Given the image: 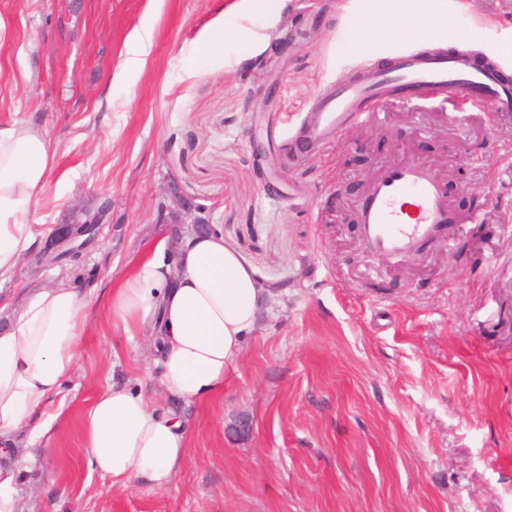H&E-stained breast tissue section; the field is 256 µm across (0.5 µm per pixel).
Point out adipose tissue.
<instances>
[{
	"label": "adipose tissue",
	"mask_w": 512,
	"mask_h": 512,
	"mask_svg": "<svg viewBox=\"0 0 512 512\" xmlns=\"http://www.w3.org/2000/svg\"><path fill=\"white\" fill-rule=\"evenodd\" d=\"M372 17L373 24L347 31L345 49L371 53L378 34H397L410 22L422 36L446 35L444 0H378ZM153 30L149 20L129 36L116 81L144 69ZM55 160L56 148L43 129L0 127V286L52 233L35 213ZM268 293L218 231L162 238L149 261L101 297L68 284L31 289L0 330V447H12L20 434L33 445L52 431L63 413L55 401L75 374L94 323L128 335L149 322L169 405H155L145 393L112 382L79 412L80 452L113 488H127L133 480L167 488L191 457L179 405L223 390Z\"/></svg>",
	"instance_id": "obj_1"
}]
</instances>
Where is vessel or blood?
<instances>
[{
    "label": "vessel or blood",
    "instance_id": "obj_1",
    "mask_svg": "<svg viewBox=\"0 0 512 512\" xmlns=\"http://www.w3.org/2000/svg\"><path fill=\"white\" fill-rule=\"evenodd\" d=\"M401 92L427 98L456 93L500 113H512V82L498 64L479 60L475 49H404L387 66L360 68L358 76L332 87L291 140L295 157L320 156L366 106ZM449 219L446 194L428 167L414 159L387 164L360 213L361 240L382 257L403 258L436 237Z\"/></svg>",
    "mask_w": 512,
    "mask_h": 512
}]
</instances>
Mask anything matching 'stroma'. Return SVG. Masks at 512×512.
<instances>
[{
	"label": "stroma",
	"mask_w": 512,
	"mask_h": 512,
	"mask_svg": "<svg viewBox=\"0 0 512 512\" xmlns=\"http://www.w3.org/2000/svg\"><path fill=\"white\" fill-rule=\"evenodd\" d=\"M241 0H0V125L45 129L56 146L38 223L112 204L80 266L31 257L6 284L0 329L28 290L107 288L162 237L190 232L180 193L271 295L238 369L215 398L184 406L193 448L164 490H124L78 451L81 406L112 379L162 398L147 352L98 324L63 389L67 410L20 470L24 512H512V118L461 96L392 98L322 157L283 149L334 82L383 66L413 35L364 56L342 50L360 0H285L238 51L208 52ZM449 30L512 75V0H447ZM157 14L148 63L114 83L128 36ZM458 122H451V115ZM371 147L351 158L356 138ZM416 158L465 168L449 192L451 239L379 258L335 221L337 186Z\"/></svg>",
	"instance_id": "1"
}]
</instances>
